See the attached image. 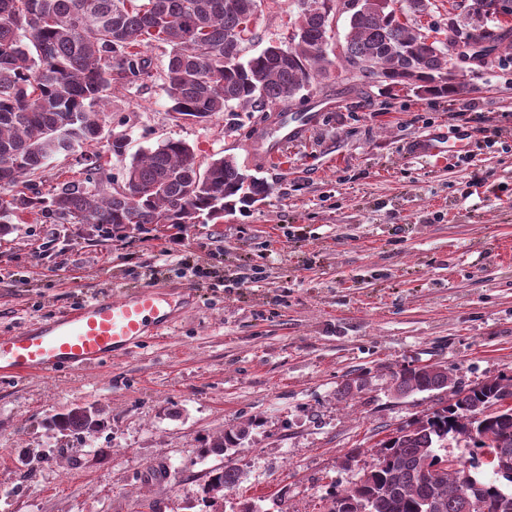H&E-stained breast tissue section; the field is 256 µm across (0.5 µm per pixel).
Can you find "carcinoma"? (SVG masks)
Instances as JSON below:
<instances>
[{
  "instance_id": "cac0c4a2",
  "label": "carcinoma",
  "mask_w": 512,
  "mask_h": 512,
  "mask_svg": "<svg viewBox=\"0 0 512 512\" xmlns=\"http://www.w3.org/2000/svg\"><path fill=\"white\" fill-rule=\"evenodd\" d=\"M300 10L288 43L269 45L239 60L258 0H0V235L24 214L40 224H92L97 229L147 224H207L243 211L268 196L267 182L231 156L199 162L185 142L167 139L132 159L117 180L95 146L107 140L119 161L128 138L105 136L101 107L112 89L154 76L145 49H168L162 80L178 118L202 123L218 112L286 107L341 73L326 57L331 39L330 0ZM485 0L456 16L455 36L485 51L483 62L512 34L502 23L474 21ZM425 0H362L349 18L344 59L351 80L413 87L454 101L461 87L448 83V46L427 42L412 15ZM79 153L80 178L44 192L32 176L60 154ZM455 383L438 364L393 373V394L443 392ZM373 448V462L353 485L328 497L327 512H512V376L488 378L457 392ZM97 414L77 408L53 425L89 432ZM493 457L494 479L471 473L461 457L440 456L448 435ZM226 429L206 441V452L227 455L243 437ZM240 473L232 461L212 469L203 486L217 507Z\"/></svg>"
}]
</instances>
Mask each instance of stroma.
Masks as SVG:
<instances>
[{"instance_id":"stroma-1","label":"stroma","mask_w":512,"mask_h":512,"mask_svg":"<svg viewBox=\"0 0 512 512\" xmlns=\"http://www.w3.org/2000/svg\"><path fill=\"white\" fill-rule=\"evenodd\" d=\"M297 11L262 0L242 58L282 40ZM292 109L313 122L265 163L252 142L277 117L192 123L175 119L160 79L116 88L103 111L128 156L181 140L201 160L235 157L267 198L180 233L28 215L0 237V335L107 288L197 290L172 330L127 357L0 378V512H207L201 488L222 458L202 441L231 427L245 435L224 512H325L377 441L436 407L395 398L393 372L440 363L463 388L512 375V53L452 102L329 82ZM456 129L470 132L466 154L448 148ZM357 379L363 391L344 395ZM78 407L99 410V427L52 425Z\"/></svg>"}]
</instances>
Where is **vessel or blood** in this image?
<instances>
[{
    "label": "vessel or blood",
    "mask_w": 512,
    "mask_h": 512,
    "mask_svg": "<svg viewBox=\"0 0 512 512\" xmlns=\"http://www.w3.org/2000/svg\"><path fill=\"white\" fill-rule=\"evenodd\" d=\"M310 123L306 113L283 115L282 136L258 142L259 154L270 162L278 159ZM175 293L161 283L101 292L63 315L18 327L0 336V375L72 372L127 354L148 334L173 326L179 311Z\"/></svg>",
    "instance_id": "1"
}]
</instances>
